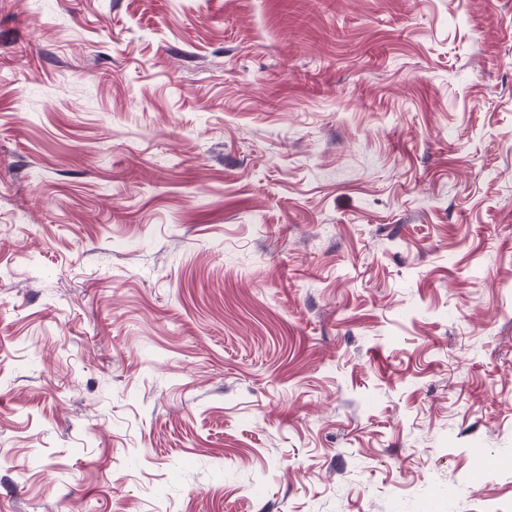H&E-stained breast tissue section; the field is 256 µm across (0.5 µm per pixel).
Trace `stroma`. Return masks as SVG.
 Listing matches in <instances>:
<instances>
[{
  "instance_id": "stroma-1",
  "label": "stroma",
  "mask_w": 512,
  "mask_h": 512,
  "mask_svg": "<svg viewBox=\"0 0 512 512\" xmlns=\"http://www.w3.org/2000/svg\"><path fill=\"white\" fill-rule=\"evenodd\" d=\"M0 512H512V0H0Z\"/></svg>"
}]
</instances>
